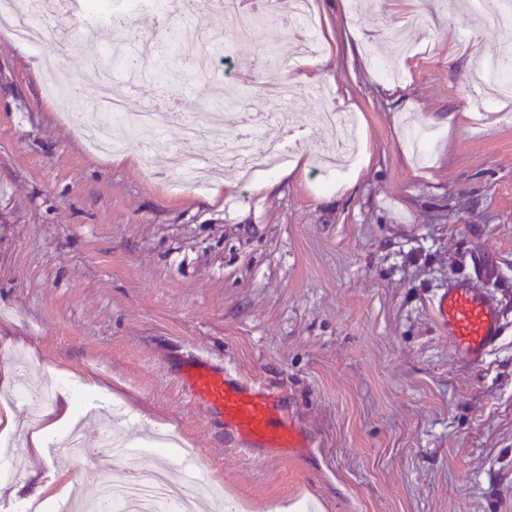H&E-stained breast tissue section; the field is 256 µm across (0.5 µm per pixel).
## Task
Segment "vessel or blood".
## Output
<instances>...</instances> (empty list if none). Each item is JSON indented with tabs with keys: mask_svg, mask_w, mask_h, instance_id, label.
Returning a JSON list of instances; mask_svg holds the SVG:
<instances>
[{
	"mask_svg": "<svg viewBox=\"0 0 512 512\" xmlns=\"http://www.w3.org/2000/svg\"><path fill=\"white\" fill-rule=\"evenodd\" d=\"M430 306L454 352L470 365H481L503 330L496 301L461 281L439 289ZM180 379L195 400L223 417L225 435L234 437L241 451L307 447L306 437L285 416L278 391L245 383L201 353L188 358Z\"/></svg>",
	"mask_w": 512,
	"mask_h": 512,
	"instance_id": "1",
	"label": "vessel or blood"
}]
</instances>
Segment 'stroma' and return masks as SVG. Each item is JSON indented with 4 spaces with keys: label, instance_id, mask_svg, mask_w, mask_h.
<instances>
[{
    "label": "stroma",
    "instance_id": "1",
    "mask_svg": "<svg viewBox=\"0 0 512 512\" xmlns=\"http://www.w3.org/2000/svg\"><path fill=\"white\" fill-rule=\"evenodd\" d=\"M312 2L324 47L292 67L289 32L239 42L215 19L202 34L137 12L117 33L134 54L181 27L175 56H143L112 85L136 110L168 99L180 118L216 113L204 138L165 128L200 163L242 113L279 111L266 85H293L295 125L276 134L301 161L286 177L226 168L196 185L165 157L150 177L125 128V152L99 153L81 122L97 110L89 67L103 42L86 35L61 55L64 108L33 65L69 36L67 18L47 15L38 45L0 37V410L21 439L43 429L48 414L16 392L47 363L57 384L87 375L105 387L80 406L88 443L109 425L137 446L176 432L163 457L198 460L248 512H512V120L475 123L488 106L473 81L483 56L512 49V30L457 0ZM384 60L401 81L377 71ZM327 103L357 117L366 147L341 171L314 165L336 138L311 118ZM411 125L441 133L427 163ZM457 278L503 312L480 366L458 358L430 312ZM198 350L282 390L312 449L234 450L179 382ZM59 440L41 455L0 449V484L18 502L61 474L94 496L90 462L56 456Z\"/></svg>",
    "mask_w": 512,
    "mask_h": 512
}]
</instances>
